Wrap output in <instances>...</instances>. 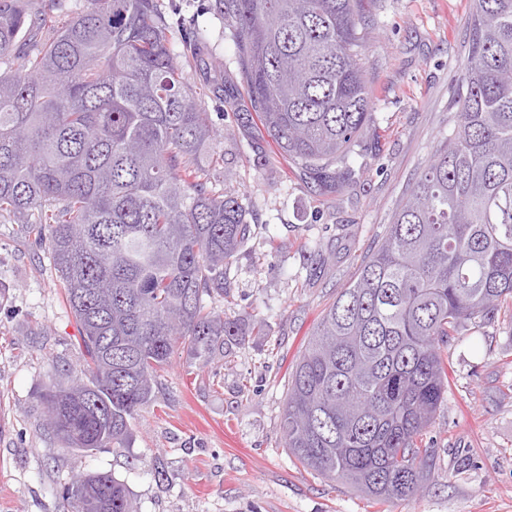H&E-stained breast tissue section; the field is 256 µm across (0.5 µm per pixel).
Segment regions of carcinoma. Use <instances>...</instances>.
<instances>
[{
    "instance_id": "cac0c4a2",
    "label": "carcinoma",
    "mask_w": 512,
    "mask_h": 512,
    "mask_svg": "<svg viewBox=\"0 0 512 512\" xmlns=\"http://www.w3.org/2000/svg\"><path fill=\"white\" fill-rule=\"evenodd\" d=\"M457 123L310 337L288 380L284 447L379 502L434 473L421 447L448 393L445 349L512 302V0H473ZM245 91L283 153L318 177L371 121L362 0H215ZM51 33L40 38L44 29ZM206 64L204 38H182ZM0 213L48 243L84 368L41 395L80 452L127 448L131 420L183 349L209 362L244 335L207 308L250 237L209 169L215 135L158 0H90L63 23L0 0ZM111 512L125 484L90 474Z\"/></svg>"
}]
</instances>
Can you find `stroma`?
Instances as JSON below:
<instances>
[{
  "mask_svg": "<svg viewBox=\"0 0 512 512\" xmlns=\"http://www.w3.org/2000/svg\"><path fill=\"white\" fill-rule=\"evenodd\" d=\"M173 41L207 39L224 96L182 60L216 134L215 176L239 195L252 234L215 311L248 332L210 363L174 355L127 448L80 453L45 426L39 394L79 368L80 337L43 241L0 215V512H56L63 484L109 473L139 512H512V312L462 328L448 394L425 438L436 470L413 499L375 505L305 470L279 425L288 378L314 329L391 224L456 121L472 0H367L359 33L373 119L336 178L284 158L257 119L215 0H158ZM469 464L453 466L455 451Z\"/></svg>",
  "mask_w": 512,
  "mask_h": 512,
  "instance_id": "stroma-1",
  "label": "stroma"
}]
</instances>
